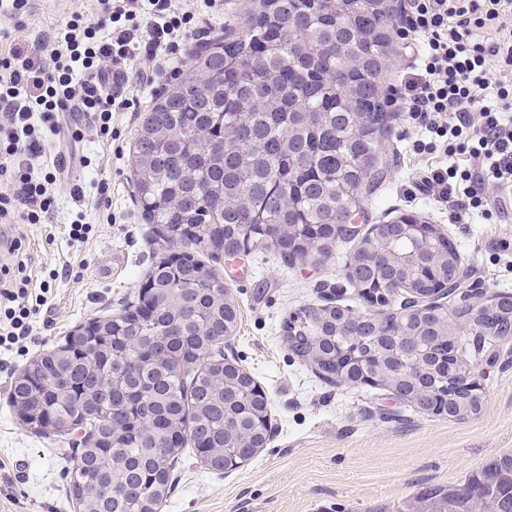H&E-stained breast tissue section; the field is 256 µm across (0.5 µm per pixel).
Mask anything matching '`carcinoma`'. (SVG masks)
Returning <instances> with one entry per match:
<instances>
[{
  "mask_svg": "<svg viewBox=\"0 0 512 512\" xmlns=\"http://www.w3.org/2000/svg\"><path fill=\"white\" fill-rule=\"evenodd\" d=\"M394 9L390 0H244L224 25V41L189 55L187 75L160 95L135 140L133 186L142 215L162 228L183 262L160 259L146 273L159 307L140 305L90 321L95 335L78 347L74 336L33 359L15 378L10 403L22 424L47 435L42 419L82 422L98 439L79 448L68 472V489L79 512H143L158 508L182 452L209 448L224 468V448L235 441L224 424L240 420L261 439L259 416L267 400L255 384L224 369V337L234 335L239 310L225 300L219 272L198 258L217 259L226 250L273 248L286 255L288 228L330 252L336 225L383 180L382 143L394 115L375 77L391 49ZM379 246L371 229L345 268L363 291L372 279L371 254ZM405 279L420 292L428 279L414 246L389 244ZM194 290L196 308L182 307ZM512 298L498 295L471 313L456 306L440 319L412 315L397 329L377 313L363 330L350 309L307 306L283 321L289 349L320 372H335L330 340L364 336L376 345L400 331L405 336H450L455 323L472 334L512 339ZM175 326L163 356L150 360L134 349L113 354L99 338L119 343L135 331L148 345ZM115 376L114 402L143 399L119 421L96 406L105 376ZM448 378L464 420L481 411ZM407 512H512V453L493 458L467 481L434 488Z\"/></svg>",
  "mask_w": 512,
  "mask_h": 512,
  "instance_id": "carcinoma-1",
  "label": "carcinoma"
}]
</instances>
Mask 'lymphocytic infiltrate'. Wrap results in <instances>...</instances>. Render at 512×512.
Wrapping results in <instances>:
<instances>
[{
  "label": "lymphocytic infiltrate",
  "instance_id": "1",
  "mask_svg": "<svg viewBox=\"0 0 512 512\" xmlns=\"http://www.w3.org/2000/svg\"><path fill=\"white\" fill-rule=\"evenodd\" d=\"M150 19L133 24L140 0H97L99 15L72 11L30 50L10 49L0 59V222L45 224L51 218L56 173L34 164L45 137L81 141L61 116L92 119L100 135L111 131L129 83L152 85L153 71L127 68L131 58L177 64L195 23L172 0H147ZM398 33L415 54L417 69L404 84L402 110L421 137L418 152L443 144L476 167L451 163L425 172L421 188L445 204L452 222L492 215L506 204L488 188L512 192V0H408ZM12 239L15 266L0 267V346L30 338L47 305V291L30 285Z\"/></svg>",
  "mask_w": 512,
  "mask_h": 512
}]
</instances>
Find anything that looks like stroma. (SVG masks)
I'll use <instances>...</instances> for the list:
<instances>
[{"label":"stroma","instance_id":"35a3bbf8","mask_svg":"<svg viewBox=\"0 0 512 512\" xmlns=\"http://www.w3.org/2000/svg\"><path fill=\"white\" fill-rule=\"evenodd\" d=\"M76 8L92 16L97 2L28 0L23 16L0 15V53L60 25ZM178 80L158 68L153 87H126V106L113 115L111 138H102L81 116V142L45 145L34 160L47 171L58 153L75 150L87 165L73 167L56 183L50 223L14 229L29 257L28 275L49 286V311L35 326L36 342L21 352H0V512H76L65 481L75 448L68 438L51 440L22 425L9 404L10 387L33 358L78 326L136 300L154 253L164 252L135 200L132 166L140 122L157 93ZM413 141L393 121L383 138L387 176L364 198L358 224L367 230L413 214L455 245L468 278L482 283L484 299L512 294V210L451 223L443 205L414 190L427 169L447 165L448 158L440 149L415 153ZM76 180L88 194L81 207L69 195ZM101 191L111 203L106 212L95 204ZM79 215L91 228L82 243L69 237ZM356 246V240H339L328 255L293 262L256 247L239 259L214 261L240 311L224 354L263 388L272 432L254 458L225 474L185 451L171 473L162 512H404L425 491L464 482L493 457L512 451V339L460 336L462 362L479 374L483 395L480 413L461 421L421 413L378 386L330 382L292 354L282 324L299 308L324 305L331 292L337 306L364 310L344 270Z\"/></svg>","mask_w":512,"mask_h":512}]
</instances>
